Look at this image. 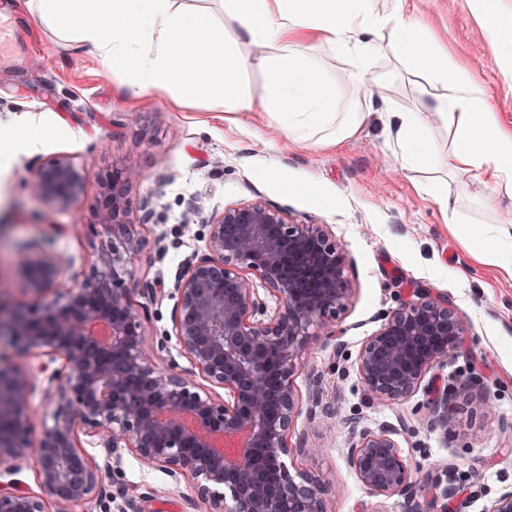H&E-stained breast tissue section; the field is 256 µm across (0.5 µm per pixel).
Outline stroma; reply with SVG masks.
Wrapping results in <instances>:
<instances>
[{"label": "stroma", "mask_w": 512, "mask_h": 512, "mask_svg": "<svg viewBox=\"0 0 512 512\" xmlns=\"http://www.w3.org/2000/svg\"><path fill=\"white\" fill-rule=\"evenodd\" d=\"M431 22L430 39L485 88L505 130L512 131V87L495 50L474 33L478 0H409ZM374 72L381 95H359L372 115L363 134L336 150L300 147L268 116L225 123L211 103L176 105L151 93H122L95 49L74 56L50 27L37 23L28 0L0 10V296L27 310L40 305L13 265L19 249L40 246L68 256L72 271H88L102 233L92 208L100 173L114 161L137 169L127 196L133 205L141 256L128 280L136 306L145 308L147 358L164 370H187L174 328L171 298L151 300L156 279L173 285L184 260L204 247L205 225L224 208L260 200L279 207L293 224L326 225L344 250L349 296L338 314V344L316 339L292 380L307 402L309 371L321 377L324 400L337 418L300 413L289 435L291 475L312 474L328 485L327 512H404L400 496H376L345 459L350 426L395 425L394 440L412 471L446 465L459 488L451 500L424 497L421 512H485L512 485V280L479 262L448 229L438 206L417 192L419 171L393 163L395 113L426 111L427 83L386 58ZM24 136H17V125ZM72 157L86 172L84 193L69 211L47 218L30 186L38 162ZM418 288L447 297L464 321L461 350L429 372L415 392L390 405L365 395L356 359L386 315ZM480 380L458 397L447 429L416 428L431 397L460 376ZM120 484L136 486L139 512H201L188 477L179 481L125 457Z\"/></svg>", "instance_id": "1"}]
</instances>
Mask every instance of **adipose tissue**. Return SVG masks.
<instances>
[{"label": "adipose tissue", "instance_id": "adipose-tissue-1", "mask_svg": "<svg viewBox=\"0 0 512 512\" xmlns=\"http://www.w3.org/2000/svg\"><path fill=\"white\" fill-rule=\"evenodd\" d=\"M39 2L41 20L75 50L95 45L124 92L176 100L192 89L223 106L232 124L260 107L299 144L337 147L358 138L369 114L352 99L379 89L374 62L393 55L435 90L429 111L399 113L397 165L425 173L420 189L447 214L453 233L473 245L475 258L512 279V221L478 233L457 217L474 185L512 190V131L500 127L481 84L447 51L428 45L408 0H223L220 22L179 10L176 0ZM244 45L249 53H241ZM316 45L348 60L347 83L321 66ZM252 71L267 76L257 95L244 81ZM437 128L451 137L443 155L432 145Z\"/></svg>", "mask_w": 512, "mask_h": 512}]
</instances>
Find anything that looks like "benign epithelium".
Segmentation results:
<instances>
[{
    "label": "benign epithelium",
    "mask_w": 512,
    "mask_h": 512,
    "mask_svg": "<svg viewBox=\"0 0 512 512\" xmlns=\"http://www.w3.org/2000/svg\"><path fill=\"white\" fill-rule=\"evenodd\" d=\"M137 176L122 163L100 176L95 217L110 244L96 250L83 277L69 274L72 260L56 252L24 248L15 256L31 293L55 298L34 312L0 300V336L22 358L34 349L47 357L34 371L0 368V467L9 474L34 468L51 499L0 483V512H72L117 496L119 512H137L128 491L106 490L82 434L104 449L114 472L130 455L175 481L190 477L203 512H326L327 485L312 475L292 477L283 457L297 408L292 375L313 337L330 342L342 334L336 315L349 292L343 250L324 225L290 224L262 201L215 215L205 249L184 262L174 283L176 338L192 370L164 371L144 353L145 313L126 286L140 243L123 187ZM84 182V168L61 155L35 168L31 188L61 213L78 202ZM256 280L275 306L260 297ZM462 336L463 322L446 298L415 292L358 354L366 395L379 405L407 398L459 352ZM35 371L47 379L53 424L33 441L24 396ZM320 382L312 376L308 414L333 420L336 407L323 399ZM454 412L444 392L427 403L418 424L446 429ZM394 433L389 424L351 428L346 459L358 480L375 495L403 497L405 512H420L428 494L454 495L446 466L412 479ZM240 436L236 453L217 449V441ZM486 512H512V486Z\"/></svg>",
    "instance_id": "benign-epithelium-1"
}]
</instances>
